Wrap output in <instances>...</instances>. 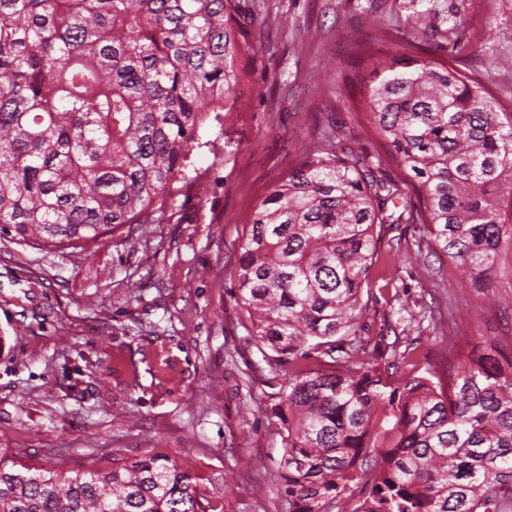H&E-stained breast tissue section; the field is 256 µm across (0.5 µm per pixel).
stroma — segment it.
Listing matches in <instances>:
<instances>
[{
	"instance_id": "35a3bbf8",
	"label": "stroma",
	"mask_w": 512,
	"mask_h": 512,
	"mask_svg": "<svg viewBox=\"0 0 512 512\" xmlns=\"http://www.w3.org/2000/svg\"><path fill=\"white\" fill-rule=\"evenodd\" d=\"M255 51L215 149L191 157L205 194L179 189L152 224L84 247L0 233V448L89 469L158 448L224 490V512H283L272 473L279 384L251 338L233 271L246 218L288 169L356 125L357 43L381 57L424 42L512 96V0H240ZM403 240L402 300L432 307L459 347L512 334V310L429 267Z\"/></svg>"
}]
</instances>
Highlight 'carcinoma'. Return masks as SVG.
<instances>
[{
  "mask_svg": "<svg viewBox=\"0 0 512 512\" xmlns=\"http://www.w3.org/2000/svg\"><path fill=\"white\" fill-rule=\"evenodd\" d=\"M253 53L238 0H0V230L74 248L152 223L176 183L205 191L189 157L223 134ZM354 62L363 121L337 136L370 127L417 198L379 153L308 154L251 212L234 270L270 371L288 364L285 512H512V336L437 368L365 322L393 298L373 269L400 224L434 283L512 306V106L420 45ZM0 512H224V492L157 448L73 473L0 450Z\"/></svg>",
  "mask_w": 512,
  "mask_h": 512,
  "instance_id": "1",
  "label": "carcinoma"
}]
</instances>
